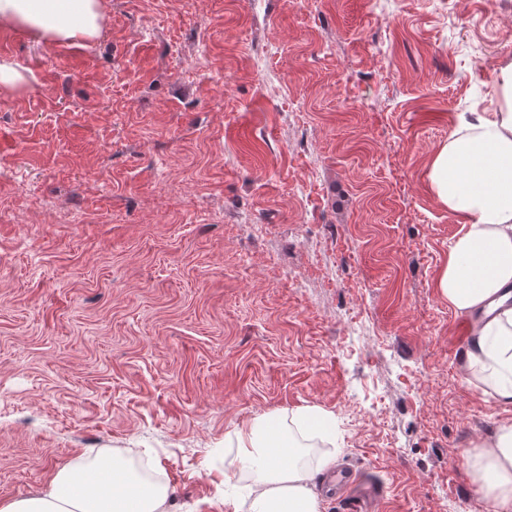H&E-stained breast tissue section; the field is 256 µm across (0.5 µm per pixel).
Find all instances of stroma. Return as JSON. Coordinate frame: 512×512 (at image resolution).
<instances>
[{
	"instance_id": "stroma-1",
	"label": "stroma",
	"mask_w": 512,
	"mask_h": 512,
	"mask_svg": "<svg viewBox=\"0 0 512 512\" xmlns=\"http://www.w3.org/2000/svg\"><path fill=\"white\" fill-rule=\"evenodd\" d=\"M99 36L0 26V504L123 449L164 512H248L237 430L295 413L360 512H484L511 423L467 384L429 189L498 109L512 0H104ZM26 77L15 63L1 60L0 62V93L14 92ZM474 491L486 512H503L512 504V424L501 425L488 446L472 456ZM356 481V471H353L350 468L340 470L336 472V474H333L328 480L327 484L329 488L327 490V493H329L332 496H336V501L343 502L347 499V497H344L343 494L339 495L340 491L343 489L351 488V486H353Z\"/></svg>"
}]
</instances>
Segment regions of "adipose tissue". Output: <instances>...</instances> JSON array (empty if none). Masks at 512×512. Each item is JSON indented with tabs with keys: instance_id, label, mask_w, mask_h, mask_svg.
<instances>
[{
	"instance_id": "adipose-tissue-1",
	"label": "adipose tissue",
	"mask_w": 512,
	"mask_h": 512,
	"mask_svg": "<svg viewBox=\"0 0 512 512\" xmlns=\"http://www.w3.org/2000/svg\"><path fill=\"white\" fill-rule=\"evenodd\" d=\"M102 0H0V25L48 41H84L100 30ZM499 109L477 112L433 156L431 191L461 226L436 282L449 307L477 316L460 370L504 410L512 409V62L496 76ZM256 419L237 432L240 469L255 472L251 512H321L300 449L267 444ZM474 491L486 512L512 505V424L472 457ZM164 488L130 471L118 450L59 470L48 492L0 512H161Z\"/></svg>"
}]
</instances>
